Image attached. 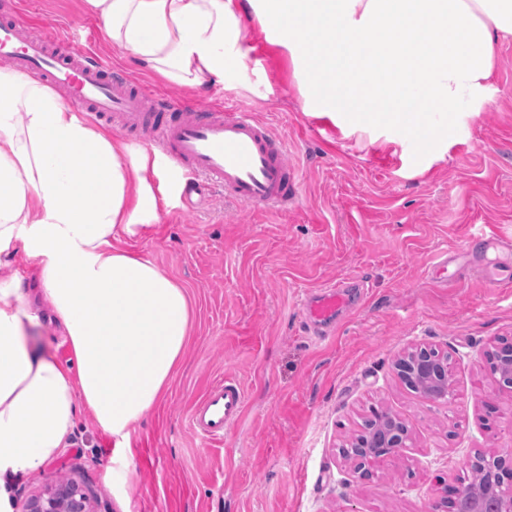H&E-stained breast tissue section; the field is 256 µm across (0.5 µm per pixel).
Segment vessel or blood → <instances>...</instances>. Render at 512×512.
I'll return each mask as SVG.
<instances>
[{
	"mask_svg": "<svg viewBox=\"0 0 512 512\" xmlns=\"http://www.w3.org/2000/svg\"><path fill=\"white\" fill-rule=\"evenodd\" d=\"M0 59L24 75L62 89L83 111L119 118L126 131L157 144L192 195L198 181L221 188L239 206L276 211L297 198L296 171L287 142L250 112L220 105L198 107L157 96L132 83L100 57L68 40L37 35L16 19L0 20ZM337 287L311 299L310 322L325 324L343 304ZM245 393L236 379L213 383L195 404L191 426L204 441H223L224 429L242 413Z\"/></svg>",
	"mask_w": 512,
	"mask_h": 512,
	"instance_id": "1",
	"label": "vessel or blood"
}]
</instances>
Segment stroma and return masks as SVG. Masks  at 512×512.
<instances>
[{
  "label": "stroma",
  "mask_w": 512,
  "mask_h": 512,
  "mask_svg": "<svg viewBox=\"0 0 512 512\" xmlns=\"http://www.w3.org/2000/svg\"><path fill=\"white\" fill-rule=\"evenodd\" d=\"M20 5L36 31L67 37L157 94L253 113L288 144L299 200L282 211L242 209L212 189L173 196L124 247L149 255L188 291L193 326L169 391L140 423L131 454L80 413L69 445L21 483L19 505L48 482H76L94 512H431L444 484L469 474L476 453L512 451V392L484 352L512 336V39L497 45L494 79L478 111L420 127L447 153L431 161L413 142L349 132L304 110L280 28L242 19L246 71L193 91L139 68L109 44L83 0ZM481 232L485 242L469 238ZM447 261V277L433 267ZM337 283L346 303L330 335H314L305 302ZM429 347L450 354L454 397L408 389L393 364ZM236 378L244 410L208 446L190 414L207 386ZM400 417L410 441L398 457L353 477L339 450L371 408Z\"/></svg>",
  "instance_id": "1"
}]
</instances>
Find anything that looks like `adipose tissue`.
<instances>
[{
    "mask_svg": "<svg viewBox=\"0 0 512 512\" xmlns=\"http://www.w3.org/2000/svg\"><path fill=\"white\" fill-rule=\"evenodd\" d=\"M277 45L297 78L299 44L318 27L325 62L314 91L334 84L384 103H432L424 123L475 111L498 40L512 36V0H291ZM109 43L189 89L245 68L237 0H84ZM152 167L157 183L134 177ZM160 154L132 152L32 77L0 71V266L35 261L74 366L27 346L38 321L25 277L0 280V512H15L22 478L55 458L88 411L119 447L169 388L184 357L185 289L147 256L120 247L156 223L173 186Z\"/></svg>",
    "mask_w": 512,
    "mask_h": 512,
    "instance_id": "ef3b65f1",
    "label": "adipose tissue"
}]
</instances>
